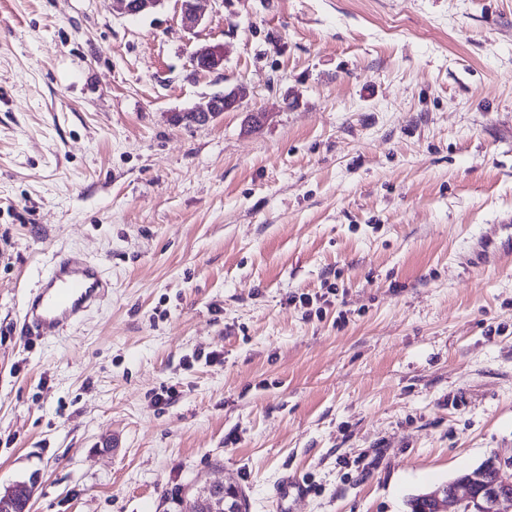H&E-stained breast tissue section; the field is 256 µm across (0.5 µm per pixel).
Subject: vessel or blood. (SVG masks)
<instances>
[{
  "mask_svg": "<svg viewBox=\"0 0 512 512\" xmlns=\"http://www.w3.org/2000/svg\"><path fill=\"white\" fill-rule=\"evenodd\" d=\"M511 257L512 233L496 249L477 251L473 263L482 268ZM110 287L99 264L75 251L57 252L48 274L26 302L23 321L27 331L40 339L55 336L100 301Z\"/></svg>",
  "mask_w": 512,
  "mask_h": 512,
  "instance_id": "vessel-or-blood-1",
  "label": "vessel or blood"
}]
</instances>
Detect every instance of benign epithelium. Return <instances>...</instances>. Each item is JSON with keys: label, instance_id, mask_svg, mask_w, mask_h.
Segmentation results:
<instances>
[{"label": "benign epithelium", "instance_id": "obj_1", "mask_svg": "<svg viewBox=\"0 0 512 512\" xmlns=\"http://www.w3.org/2000/svg\"><path fill=\"white\" fill-rule=\"evenodd\" d=\"M129 15H140L157 8L164 0H116ZM182 22L193 30L202 22L196 0H183ZM191 64L198 72H213L223 67L224 52L216 46H200L191 55ZM244 92L233 88L210 98L201 108L177 114V120L206 124L239 108ZM419 498L429 504L427 512H505L503 505H512V456L490 455L478 468L456 477L447 484Z\"/></svg>", "mask_w": 512, "mask_h": 512}]
</instances>
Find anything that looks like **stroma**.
Listing matches in <instances>:
<instances>
[{
	"instance_id": "stroma-1",
	"label": "stroma",
	"mask_w": 512,
	"mask_h": 512,
	"mask_svg": "<svg viewBox=\"0 0 512 512\" xmlns=\"http://www.w3.org/2000/svg\"><path fill=\"white\" fill-rule=\"evenodd\" d=\"M197 7L0 0V491L409 512L512 456V264L471 265L512 219V0ZM61 250L112 287L42 341L23 308ZM195 71L213 72L224 65V52L216 46H200L191 55ZM242 88H233L224 93L214 95L204 107L177 114L178 121H190L195 124H206L221 115L222 112L236 111L243 99ZM223 100L224 109L221 108Z\"/></svg>"
}]
</instances>
